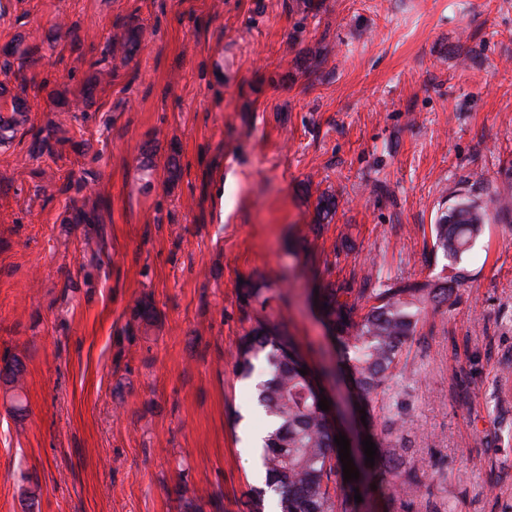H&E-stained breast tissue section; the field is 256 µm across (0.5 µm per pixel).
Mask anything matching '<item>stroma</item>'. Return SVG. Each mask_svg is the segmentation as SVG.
Returning <instances> with one entry per match:
<instances>
[{
    "label": "stroma",
    "instance_id": "1",
    "mask_svg": "<svg viewBox=\"0 0 512 512\" xmlns=\"http://www.w3.org/2000/svg\"><path fill=\"white\" fill-rule=\"evenodd\" d=\"M4 64L0 512H248L266 365L233 353L260 318L360 445L317 291L443 283L430 226L461 199L487 227L418 325L399 452L443 466L413 512H507L512 0H0Z\"/></svg>",
    "mask_w": 512,
    "mask_h": 512
}]
</instances>
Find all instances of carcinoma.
I'll return each mask as SVG.
<instances>
[{
    "mask_svg": "<svg viewBox=\"0 0 512 512\" xmlns=\"http://www.w3.org/2000/svg\"><path fill=\"white\" fill-rule=\"evenodd\" d=\"M24 104L14 99L12 115H0V141L13 136ZM486 208L461 202L446 209L430 226L432 251L448 260L445 283L468 279L461 267L463 255L484 233ZM338 289L325 288L321 303L324 316L339 340L343 363L358 389L364 409L373 413L408 415L401 378L408 368L404 349L431 305L448 299V288L430 281L409 282L365 277L359 297L368 307L339 302ZM262 359L270 375L257 388V404L273 421L262 444L264 486L256 491L251 512H264L267 495L277 500L280 512H361L355 489L367 482L389 491L395 502L406 487L419 486L425 463L406 461L397 453L392 429L376 438L374 467L356 480H344L339 448L327 412L319 407L309 376L300 374L305 362L295 341L279 324L259 321L236 347L235 368L249 376L254 362Z\"/></svg>",
    "mask_w": 512,
    "mask_h": 512,
    "instance_id": "obj_1",
    "label": "carcinoma"
}]
</instances>
